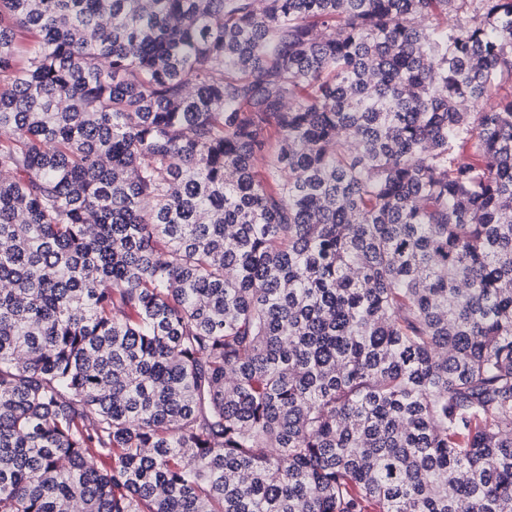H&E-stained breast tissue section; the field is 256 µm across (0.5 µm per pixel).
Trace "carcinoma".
Listing matches in <instances>:
<instances>
[{
    "label": "carcinoma",
    "instance_id": "carcinoma-1",
    "mask_svg": "<svg viewBox=\"0 0 512 512\" xmlns=\"http://www.w3.org/2000/svg\"><path fill=\"white\" fill-rule=\"evenodd\" d=\"M2 171L0 512H512V0H0Z\"/></svg>",
    "mask_w": 512,
    "mask_h": 512
}]
</instances>
